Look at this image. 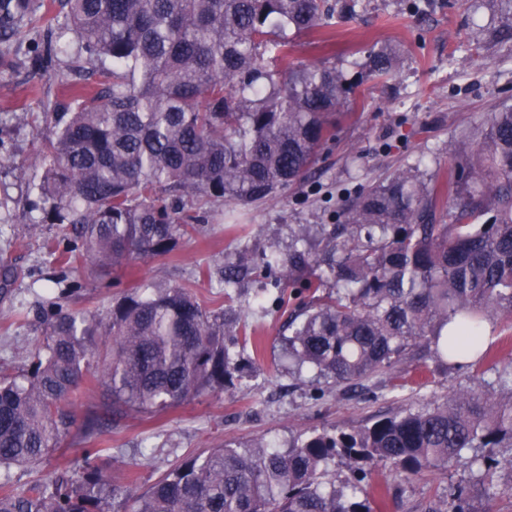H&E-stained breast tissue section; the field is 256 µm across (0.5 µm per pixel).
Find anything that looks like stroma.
Returning a JSON list of instances; mask_svg holds the SVG:
<instances>
[{
    "label": "stroma",
    "instance_id": "stroma-1",
    "mask_svg": "<svg viewBox=\"0 0 512 512\" xmlns=\"http://www.w3.org/2000/svg\"><path fill=\"white\" fill-rule=\"evenodd\" d=\"M411 2L360 0L355 18L337 25L335 44L323 50L313 48L309 36L293 35L298 61L342 69L358 96L347 102L351 119L322 150L306 182L269 202L204 207L200 233L181 239L172 254L139 258L106 276L91 265L60 271L42 247L56 229L36 222L40 212L32 184L40 172L28 160L47 129L34 123L28 98L35 91L55 101L59 93L48 72L33 64L27 38L12 40L10 55L0 58V259L16 272L8 294L0 295V369L25 373L43 330L36 320L16 315L51 290L73 289L72 305L95 312L145 282H190L203 305L217 309L232 303L237 318L233 384L156 417L135 412L115 417L98 438V447L112 456L105 474L124 494L146 492L176 459L227 441L263 439L284 448L315 429L357 427L398 408L432 407L459 392L497 393L494 372L434 362L429 385L421 390L394 388L388 372L353 390L298 380L288 372L281 336L300 298L262 311L250 305L260 291L256 267L265 258L286 255L298 225L337 223L341 195L382 181L405 160L433 158L447 171L461 135L512 106V41L500 37L512 26V10L504 0H431L422 13L411 12ZM374 46L398 52L386 91L361 67ZM228 262L248 267L229 292L224 289ZM201 269L208 277H198ZM251 336L262 339V357H254ZM470 477L462 461L409 483L381 466L363 487L369 493L380 485L393 489L387 512H426Z\"/></svg>",
    "mask_w": 512,
    "mask_h": 512
}]
</instances>
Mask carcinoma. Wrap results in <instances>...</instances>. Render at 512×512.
<instances>
[{
  "mask_svg": "<svg viewBox=\"0 0 512 512\" xmlns=\"http://www.w3.org/2000/svg\"><path fill=\"white\" fill-rule=\"evenodd\" d=\"M0 0V40L24 28L45 52L69 31L77 50L58 85L74 107L49 100L36 116L55 128L31 165L42 224L58 227L43 248L63 268L109 272L140 257H166L200 230L198 209L264 202L308 178L336 138L337 107L352 86L325 64L291 59L288 31L327 45L351 0ZM381 84L395 72L388 50L369 54ZM419 159L345 200L312 253L301 225L288 257L263 266L283 300L303 288L311 300L289 324L288 357L298 370L353 386L385 371L457 368L500 355L506 400L463 392L422 410L399 409L359 428L314 432L286 449L227 442L172 465L129 512H386L389 490L364 493L370 468L388 463L404 482L475 455L480 498L460 485L428 512H492L494 480L512 456V352L486 342L512 321V108L491 113L454 150L448 178ZM45 342L19 382L0 370V512H112L118 489L104 478V448L86 452L81 475H53L17 487L15 467L36 470L75 422L85 382L104 384L112 412L156 415L232 382L235 332L190 285L144 284L104 316L70 304L66 291L35 309ZM112 342L96 353L92 336ZM101 366L93 369L90 358ZM109 411L88 412L84 438L102 432ZM343 462L336 484L328 466Z\"/></svg>",
  "mask_w": 512,
  "mask_h": 512,
  "instance_id": "cac0c4a2",
  "label": "carcinoma"
}]
</instances>
